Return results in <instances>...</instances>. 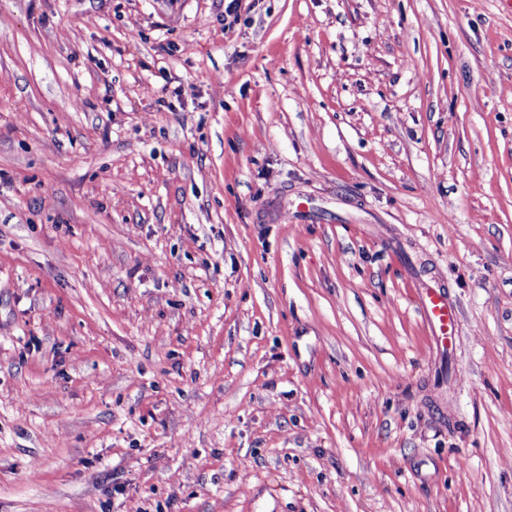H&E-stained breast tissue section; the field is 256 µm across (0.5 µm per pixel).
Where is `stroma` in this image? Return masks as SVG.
<instances>
[{
	"label": "stroma",
	"instance_id": "1",
	"mask_svg": "<svg viewBox=\"0 0 512 512\" xmlns=\"http://www.w3.org/2000/svg\"><path fill=\"white\" fill-rule=\"evenodd\" d=\"M228 3L0 0V512H512V0ZM421 313L434 329L436 340L441 338L443 341H448V344L453 341L457 314L454 308L448 305L440 287L427 288Z\"/></svg>",
	"mask_w": 512,
	"mask_h": 512
}]
</instances>
